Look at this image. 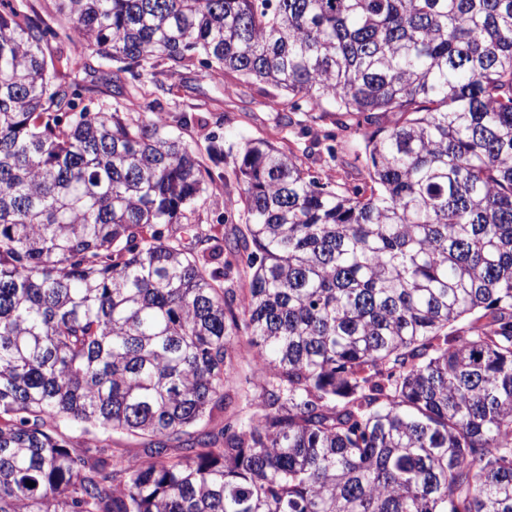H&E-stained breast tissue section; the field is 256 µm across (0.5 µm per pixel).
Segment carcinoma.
<instances>
[{"label":"carcinoma","instance_id":"1","mask_svg":"<svg viewBox=\"0 0 512 512\" xmlns=\"http://www.w3.org/2000/svg\"><path fill=\"white\" fill-rule=\"evenodd\" d=\"M55 6L0 0V512H512V0ZM163 62L353 118L363 183L248 138L224 247L197 153L126 107ZM97 79L94 82H88L90 92L86 93V96L91 97L95 105H103L104 107H111L112 101H114V95L117 87L115 86V78L112 75V71H115V67L102 66ZM304 166L322 179V182L330 181L331 184L351 183L355 177V172L335 167L333 164L328 165L325 162V155H315L308 159L302 158Z\"/></svg>","mask_w":512,"mask_h":512}]
</instances>
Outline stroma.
Segmentation results:
<instances>
[{
	"label": "stroma",
	"mask_w": 512,
	"mask_h": 512,
	"mask_svg": "<svg viewBox=\"0 0 512 512\" xmlns=\"http://www.w3.org/2000/svg\"><path fill=\"white\" fill-rule=\"evenodd\" d=\"M165 89L154 90L151 97L140 99L134 109L143 116L161 110L167 112L172 131H183L185 139L203 150L202 161L211 174L209 191L188 215L192 224L217 228L219 234L233 237L238 227L220 223L222 199L237 195L239 186L234 170L238 160L237 146L243 138L263 137L276 146L301 150L313 136L335 132V113L318 112L303 116V127L287 133L281 130L275 113L262 104L260 94L246 98L226 95L220 80L200 76L197 68L174 71L165 81ZM217 141L218 152L207 153L210 141Z\"/></svg>",
	"instance_id": "stroma-1"
}]
</instances>
